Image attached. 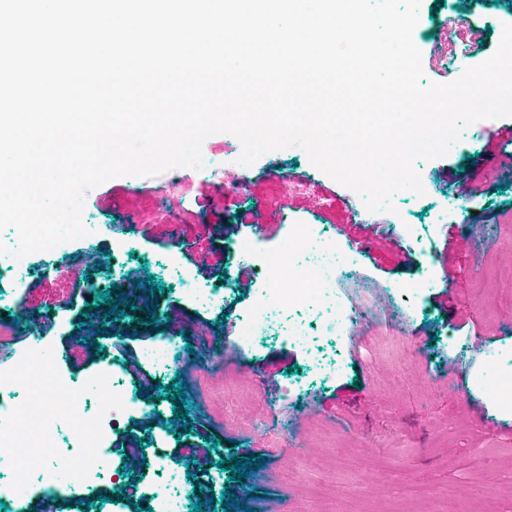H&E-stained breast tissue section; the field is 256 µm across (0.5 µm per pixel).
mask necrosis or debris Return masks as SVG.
<instances>
[{
    "mask_svg": "<svg viewBox=\"0 0 512 512\" xmlns=\"http://www.w3.org/2000/svg\"><path fill=\"white\" fill-rule=\"evenodd\" d=\"M289 239L287 251L259 262L261 286L242 318L248 341L275 335L278 313L308 304L320 307L324 335L339 334L351 319L331 289L340 271L349 265L343 249L314 224L292 225ZM286 280L292 281L291 289H282ZM122 376L120 366H113L105 384L98 388V398H89L85 387L68 381L50 367L47 350L37 340L21 351L12 364L0 365V395H31L30 400L16 404L11 412H0V448L11 452L19 474H26L36 457L55 448L63 467L45 470L44 485L55 484L63 475L100 480L104 429L137 404L133 394L121 386ZM63 418L73 422L72 438L65 444L60 443L56 429Z\"/></svg>",
    "mask_w": 512,
    "mask_h": 512,
    "instance_id": "4bbe7bcc",
    "label": "necrosis or debris"
}]
</instances>
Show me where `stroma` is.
<instances>
[{
  "label": "stroma",
  "instance_id": "obj_1",
  "mask_svg": "<svg viewBox=\"0 0 512 512\" xmlns=\"http://www.w3.org/2000/svg\"><path fill=\"white\" fill-rule=\"evenodd\" d=\"M507 23L512 0H421L413 39L426 81H454L488 59ZM473 25L483 41L465 56ZM447 35L451 43L435 54ZM511 124L476 122L444 157L417 160L425 193L394 195L392 213L369 211L298 147L240 165L241 143L228 133L204 141L201 168L88 190L82 221L95 233L60 244L57 258L95 248L96 268H80L74 280L51 276L33 291L30 277L0 266V341L16 332L42 340L50 364L82 386L106 362L124 364L125 387L150 406L110 429L108 478L71 483L65 495L90 500L86 512H150L166 481L184 484L189 502L207 501L206 512H223L211 496L229 484L252 512H512V402L501 391L512 381V307L499 299L512 286V169L491 157L494 133ZM255 210L260 222L240 224ZM293 224L318 225L348 252L355 274L335 293L363 316L360 333L317 335L306 346L241 340L260 276L234 249L279 255ZM203 259L205 274L196 266ZM154 283L165 292L152 325L96 319L101 291L116 286L144 299ZM197 288L224 298L203 306ZM25 301L33 317L15 324ZM172 335L194 352L158 370L145 353ZM87 340L97 355H86ZM177 375L188 384L180 422L167 397ZM258 397L268 408L254 416ZM213 437L206 463L192 467V450ZM132 439L137 466L123 452ZM247 448L265 466L229 483L219 461Z\"/></svg>",
  "mask_w": 512,
  "mask_h": 512
}]
</instances>
